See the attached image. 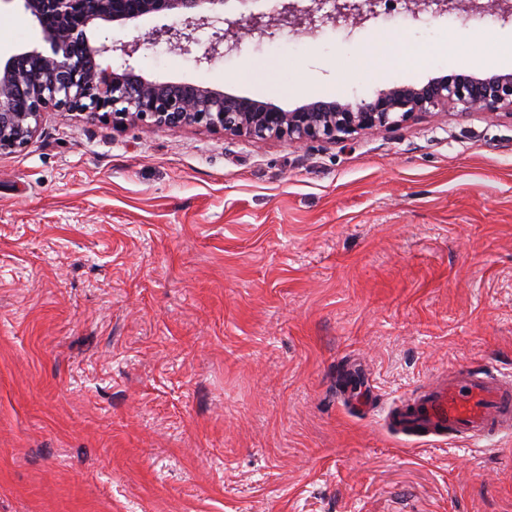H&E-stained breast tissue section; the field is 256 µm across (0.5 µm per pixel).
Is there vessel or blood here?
Returning <instances> with one entry per match:
<instances>
[{"mask_svg": "<svg viewBox=\"0 0 512 512\" xmlns=\"http://www.w3.org/2000/svg\"><path fill=\"white\" fill-rule=\"evenodd\" d=\"M400 434H462L474 440L512 434V377H491L472 370L441 374L420 393L396 399L386 412Z\"/></svg>", "mask_w": 512, "mask_h": 512, "instance_id": "obj_1", "label": "vessel or blood"}]
</instances>
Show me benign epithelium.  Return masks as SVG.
Segmentation results:
<instances>
[{
  "instance_id": "7a95c632",
  "label": "benign epithelium",
  "mask_w": 512,
  "mask_h": 512,
  "mask_svg": "<svg viewBox=\"0 0 512 512\" xmlns=\"http://www.w3.org/2000/svg\"><path fill=\"white\" fill-rule=\"evenodd\" d=\"M24 12L41 27L43 46L0 62V154L26 148L49 109L71 115L85 112L112 126L127 123L149 130L193 126L256 143L286 139L345 143L361 132L396 128L422 114L450 107L466 112L512 117V73L484 78L440 76L427 83L393 86L375 97L353 102L316 100L293 110L204 83L152 80L124 63L104 67L110 53L131 58L139 36L129 41L92 42L87 32L117 24L177 13L176 24L156 25L148 38L163 40L181 55L200 45L199 33L211 30L199 65L240 50L243 38L258 42L288 30L314 37L331 27L348 35L366 28L381 15L385 0H273L267 9L246 16L219 13L228 0H21ZM405 16H452L466 25L492 16L512 23V0H393Z\"/></svg>"
}]
</instances>
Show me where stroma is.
Listing matches in <instances>:
<instances>
[{
    "mask_svg": "<svg viewBox=\"0 0 512 512\" xmlns=\"http://www.w3.org/2000/svg\"><path fill=\"white\" fill-rule=\"evenodd\" d=\"M0 18L1 58L41 47L20 0ZM460 29L392 4L350 37L105 63L288 110L512 73L469 61L511 26ZM251 63L268 77L236 81ZM467 365L512 374L510 117L299 145L50 110L0 155V512H512V439L382 422Z\"/></svg>",
    "mask_w": 512,
    "mask_h": 512,
    "instance_id": "stroma-1",
    "label": "stroma"
}]
</instances>
